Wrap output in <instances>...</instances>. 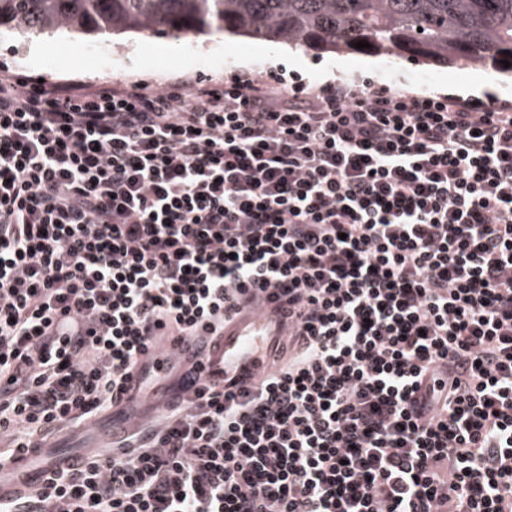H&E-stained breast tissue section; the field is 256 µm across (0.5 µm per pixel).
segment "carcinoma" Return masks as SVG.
Wrapping results in <instances>:
<instances>
[{"label":"carcinoma","instance_id":"1","mask_svg":"<svg viewBox=\"0 0 512 512\" xmlns=\"http://www.w3.org/2000/svg\"><path fill=\"white\" fill-rule=\"evenodd\" d=\"M179 35L216 29L290 46L512 74V0H0V33ZM358 41L372 48L357 49Z\"/></svg>","mask_w":512,"mask_h":512}]
</instances>
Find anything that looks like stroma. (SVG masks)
<instances>
[{"label":"stroma","instance_id":"35a3bbf8","mask_svg":"<svg viewBox=\"0 0 512 512\" xmlns=\"http://www.w3.org/2000/svg\"><path fill=\"white\" fill-rule=\"evenodd\" d=\"M270 42L212 32L188 38L174 37L164 28L146 34L114 37L111 44H93L86 35H44L31 40L0 35V71L20 73L49 81H74L86 85L141 80L154 86L187 84L196 80L220 83L232 74L270 75L286 86H321L323 81H343L367 87L384 85L410 93L457 97L459 68L404 60L383 64L376 57L334 54L289 48L291 63H273ZM329 66L327 79L317 71ZM479 90L480 102L496 101L512 108V78L490 69L469 71Z\"/></svg>","mask_w":512,"mask_h":512}]
</instances>
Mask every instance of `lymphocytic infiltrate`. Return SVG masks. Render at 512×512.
Listing matches in <instances>:
<instances>
[{
	"instance_id": "1",
	"label": "lymphocytic infiltrate",
	"mask_w": 512,
	"mask_h": 512,
	"mask_svg": "<svg viewBox=\"0 0 512 512\" xmlns=\"http://www.w3.org/2000/svg\"><path fill=\"white\" fill-rule=\"evenodd\" d=\"M274 290L261 379L0 512H512V112L0 75V461Z\"/></svg>"
}]
</instances>
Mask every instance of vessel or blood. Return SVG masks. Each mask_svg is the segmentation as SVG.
Returning a JSON list of instances; mask_svg holds the SVG:
<instances>
[{"instance_id":"b4317fda","label":"vessel or blood","mask_w":512,"mask_h":512,"mask_svg":"<svg viewBox=\"0 0 512 512\" xmlns=\"http://www.w3.org/2000/svg\"><path fill=\"white\" fill-rule=\"evenodd\" d=\"M287 332V322L269 305L240 315L225 326L223 336H170L163 347H150L147 356L164 363L177 362L196 371L197 381L188 383L180 393L189 405L198 393L221 387L226 379L242 375L259 377L274 357L275 342ZM80 464L77 455L59 452L52 444L11 458L0 465V501L43 483L51 472Z\"/></svg>"}]
</instances>
